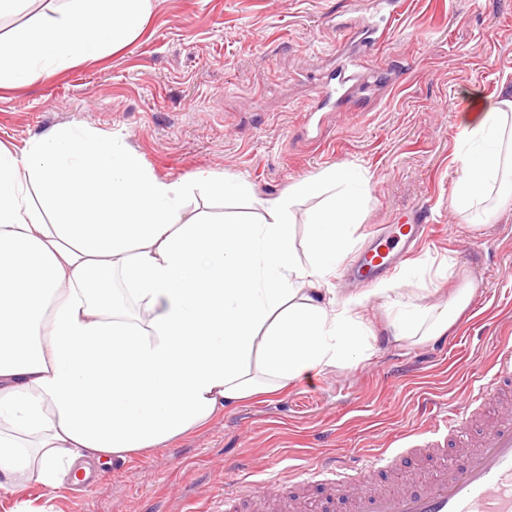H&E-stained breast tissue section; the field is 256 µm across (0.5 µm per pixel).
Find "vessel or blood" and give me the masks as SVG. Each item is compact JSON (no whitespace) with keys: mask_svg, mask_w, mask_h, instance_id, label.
<instances>
[{"mask_svg":"<svg viewBox=\"0 0 512 512\" xmlns=\"http://www.w3.org/2000/svg\"><path fill=\"white\" fill-rule=\"evenodd\" d=\"M369 72L338 74L332 85L318 87L315 111L351 107L367 85ZM427 208L412 210L407 223L375 235L346 277L368 290L381 274H393L428 235ZM473 447L459 449L466 434ZM426 457L446 459L432 480L376 487L371 475L402 468ZM310 478L295 475L288 483L263 487L267 512H305ZM322 496L338 501L344 512H512V346L500 343L478 377V393L463 413L434 420L414 432L410 447L379 451L353 467L343 479L325 483Z\"/></svg>","mask_w":512,"mask_h":512,"instance_id":"b4317fda","label":"vessel or blood"}]
</instances>
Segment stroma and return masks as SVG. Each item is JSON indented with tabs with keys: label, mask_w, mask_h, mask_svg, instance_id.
Returning a JSON list of instances; mask_svg holds the SVG:
<instances>
[{
	"label": "stroma",
	"mask_w": 512,
	"mask_h": 512,
	"mask_svg": "<svg viewBox=\"0 0 512 512\" xmlns=\"http://www.w3.org/2000/svg\"><path fill=\"white\" fill-rule=\"evenodd\" d=\"M141 35L96 63L19 88H0V142L22 149L67 124L125 139L162 180L241 176L245 195L191 189L183 217L231 219L251 195L276 196L336 164L366 170L371 202L355 235L421 206L432 228L412 256L439 284L381 280L417 305L476 292L447 335L386 341L387 305L370 296L369 359L325 367L317 380L246 399L165 446L95 466L89 483L45 487L26 473L0 493V512H224V461L247 460L255 482L284 480L314 459L394 448L425 427L426 403L462 406L497 336L512 329V209L464 223L450 205L455 149L482 103L512 92V0H413L389 20L380 0H152ZM384 41L363 45L369 24ZM360 59L400 85L367 91L349 112L306 124L315 85Z\"/></svg>",
	"instance_id": "35a3bbf8"
}]
</instances>
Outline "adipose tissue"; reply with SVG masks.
<instances>
[{
  "label": "adipose tissue",
  "mask_w": 512,
  "mask_h": 512,
  "mask_svg": "<svg viewBox=\"0 0 512 512\" xmlns=\"http://www.w3.org/2000/svg\"><path fill=\"white\" fill-rule=\"evenodd\" d=\"M0 0V88L101 59L137 39L151 0H55L18 24ZM456 147L452 208L466 223L512 206V96L483 104ZM369 177L335 165L225 223L183 221L191 185L128 145L58 126L0 144V491L21 462L51 489L84 459L122 458L251 396L365 361V300L331 278L355 247ZM328 193L295 246L296 203ZM473 289L437 307L389 303L394 342L447 334Z\"/></svg>",
  "instance_id": "ef3b65f1"
}]
</instances>
